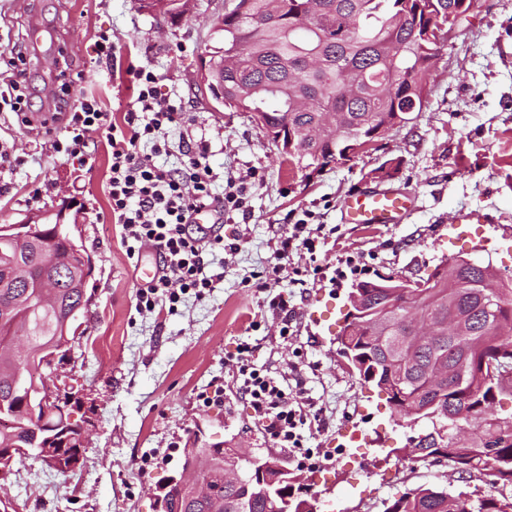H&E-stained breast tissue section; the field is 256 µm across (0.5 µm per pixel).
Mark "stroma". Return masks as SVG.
I'll return each instance as SVG.
<instances>
[{"label":"stroma","mask_w":512,"mask_h":512,"mask_svg":"<svg viewBox=\"0 0 512 512\" xmlns=\"http://www.w3.org/2000/svg\"><path fill=\"white\" fill-rule=\"evenodd\" d=\"M227 4L192 0L173 23L141 10L139 0H0V52L16 47L29 58L35 116L51 107L63 68L72 99L92 95L121 115L132 96L127 69L144 67L185 113L158 164L182 167L188 146L203 141L220 181L256 173L250 218L224 223L225 242L239 250L225 255L223 281L203 300L187 298L177 314L142 316L135 311L140 274L109 219L105 145L89 133L86 155L67 158L0 112V147L21 160L0 164V225L72 204L74 233L94 261L82 334L64 368L95 404L85 464L67 477L38 465L21 470L9 487L16 512H159L156 486L180 471L187 448H248L303 468L322 493V512L378 510L421 486L466 488L447 464L412 470L401 461L410 429L394 426L386 395L349 372L334 339L353 281L424 280L453 256L479 258L512 277V0H479L460 20L424 77L430 96L413 122L309 177L283 163L250 113L214 108L199 89V59L216 46L212 26ZM103 31L120 53L113 70L96 62ZM381 168L394 176L379 178ZM362 186L412 196V214L378 228L343 223L345 196ZM301 219L336 234L317 254L321 273L290 289L267 268L279 238ZM256 273L261 286H244ZM282 291L293 310L287 339L269 306ZM246 337L258 364L304 391L314 465L301 467L299 454L277 447L237 394L232 358ZM217 379L223 404L201 406L199 393ZM148 456L156 462L146 467Z\"/></svg>","instance_id":"stroma-1"}]
</instances>
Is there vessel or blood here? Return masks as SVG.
I'll use <instances>...</instances> for the list:
<instances>
[{"label":"vessel or blood","instance_id":"b4317fda","mask_svg":"<svg viewBox=\"0 0 512 512\" xmlns=\"http://www.w3.org/2000/svg\"><path fill=\"white\" fill-rule=\"evenodd\" d=\"M412 205L410 196L365 188L347 195L341 206V216L344 223L368 227L399 224L403 222Z\"/></svg>","mask_w":512,"mask_h":512}]
</instances>
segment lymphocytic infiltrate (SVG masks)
<instances>
[{
  "label": "lymphocytic infiltrate",
  "instance_id": "obj_1",
  "mask_svg": "<svg viewBox=\"0 0 512 512\" xmlns=\"http://www.w3.org/2000/svg\"><path fill=\"white\" fill-rule=\"evenodd\" d=\"M4 63L11 73L0 85V111L15 114L18 123L28 126L29 102L26 94V58L12 51ZM133 95L122 122L112 121L102 104L93 97L79 103L58 99L55 106L64 119L62 128L45 127L55 152L76 157L87 145L86 134L94 130L111 149L107 193L112 223L121 228V244L128 258H138L144 245L156 248L161 259L158 274L136 294L135 309L152 312L165 308L176 314L185 296L204 299L213 292L218 277L208 274L207 256L236 253L237 244L225 243L219 232L195 236L193 217L206 209L224 216L235 212L249 215L247 177L228 181L218 188L217 175L207 161V148L188 151V161L180 168H164L158 156L166 153L170 132L183 122L179 105L163 101L159 76L146 68H129ZM327 235L323 226L304 222L293 224L281 237L274 252L272 274L287 272L289 285L303 284L312 271L310 258L316 257ZM254 346L240 341L235 354L238 391L254 418L281 447L297 450L312 459L304 432L307 423L304 402L291 396L288 380L275 375L253 359Z\"/></svg>",
  "mask_w": 512,
  "mask_h": 512
}]
</instances>
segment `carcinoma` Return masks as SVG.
<instances>
[{
    "label": "carcinoma",
    "mask_w": 512,
    "mask_h": 512,
    "mask_svg": "<svg viewBox=\"0 0 512 512\" xmlns=\"http://www.w3.org/2000/svg\"><path fill=\"white\" fill-rule=\"evenodd\" d=\"M187 0H140V7L171 20L183 14ZM317 16H299L303 0H235L218 21L216 33L223 46L211 55L237 58L224 68V107L237 112H260L265 124L276 126L286 118L297 134L314 128L320 113L336 114V126L324 129L301 159L280 151L288 165L320 173L333 164L352 160L350 145L371 137L383 124L391 127L405 119L412 106L422 111L428 95L421 74L438 55L441 46L427 37L431 24H446L459 9L476 0H322ZM316 56L321 66L306 68L305 58ZM215 85V86H217ZM206 89L216 98L211 78ZM449 267L415 297L417 307L437 327L426 345H412L404 323L405 311L388 308L393 289L382 281L357 283L348 302L352 311L336 337L340 353L350 354L347 368L361 380L381 388L397 387L408 404L393 408L397 426H420L425 440L407 458L415 465L443 461L459 478L473 485L470 492L451 495L435 486L417 488L387 501L384 512H512V434L499 436L504 415L494 411L502 395L512 396V283L500 282L492 296L480 283L486 265L473 266L448 259ZM24 288H0V299L15 302L18 311L29 307ZM67 305L58 311L36 309L30 317L34 330L24 376L15 379V357L7 330L0 325V404L6 413L0 420V444L42 448L48 443L34 428L66 433L67 445H81L77 422L70 421L78 405L49 415L36 410L35 417H14L9 412L25 402L36 405L37 389L44 385V351L67 355L74 341L76 320L69 310L81 303L78 288L62 289ZM468 323L469 335L450 336L441 325L448 318ZM489 357L495 373L479 375L480 361ZM448 362L449 381L431 384L439 364ZM473 428L470 437H455L457 428ZM259 460L235 463L227 455V467L237 466L242 481L222 487L228 512H278V502L268 497L269 485L253 479ZM44 462L37 454H5L0 447V485L29 462Z\"/></svg>",
    "instance_id": "obj_1"
}]
</instances>
